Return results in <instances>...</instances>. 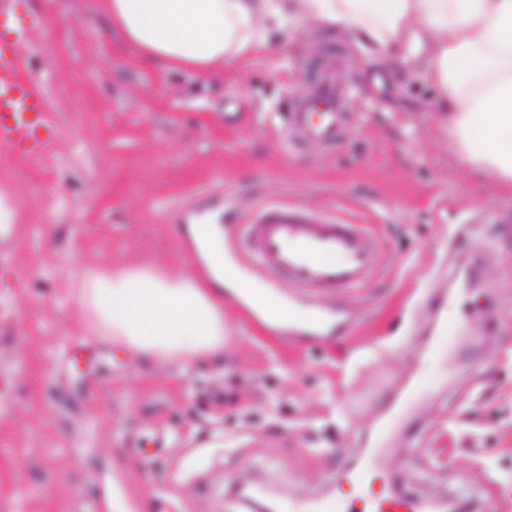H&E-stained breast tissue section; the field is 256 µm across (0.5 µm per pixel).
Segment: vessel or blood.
Here are the masks:
<instances>
[{
  "mask_svg": "<svg viewBox=\"0 0 512 512\" xmlns=\"http://www.w3.org/2000/svg\"><path fill=\"white\" fill-rule=\"evenodd\" d=\"M358 86L325 72L312 100L293 105L290 124L300 140L330 147L341 133V99ZM44 94L17 73L15 47L0 46V144L20 147L23 155L38 154L47 131ZM296 139V140H299ZM296 140L284 141L292 149ZM230 249L243 255L259 275L273 274L305 290L311 304L305 327L321 330L329 321V297L358 291L377 271L380 250L367 225L331 213L315 215L288 201L259 203L243 223L228 228ZM413 497L392 492L381 483L373 463L336 476V493L314 509L288 501L283 512H422Z\"/></svg>",
  "mask_w": 512,
  "mask_h": 512,
  "instance_id": "vessel-or-blood-1",
  "label": "vessel or blood"
}]
</instances>
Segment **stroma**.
I'll return each mask as SVG.
<instances>
[{
    "label": "stroma",
    "mask_w": 512,
    "mask_h": 512,
    "mask_svg": "<svg viewBox=\"0 0 512 512\" xmlns=\"http://www.w3.org/2000/svg\"><path fill=\"white\" fill-rule=\"evenodd\" d=\"M11 9L50 133L36 157L0 145L27 211L0 234V512H92L105 478L130 512L143 497L153 512H246L234 489L257 479L313 505L375 448L399 490L512 512V198L450 153L424 45L392 79L308 25L283 48L169 71L105 36L98 0ZM330 59L363 84L347 133L286 152L287 113ZM265 198L344 211L377 237V272L325 334L231 302L223 357L183 370L88 331L83 269L185 263L172 208L239 221Z\"/></svg>",
    "instance_id": "stroma-1"
}]
</instances>
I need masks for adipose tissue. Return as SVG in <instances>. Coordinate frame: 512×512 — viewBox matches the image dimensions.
<instances>
[{
  "label": "adipose tissue",
  "mask_w": 512,
  "mask_h": 512,
  "mask_svg": "<svg viewBox=\"0 0 512 512\" xmlns=\"http://www.w3.org/2000/svg\"><path fill=\"white\" fill-rule=\"evenodd\" d=\"M111 34L136 62L207 70L291 39L311 23L369 45L396 67L423 38V77L436 90L442 131L469 169L512 196V0H100ZM208 277L179 266L117 265L85 272L78 301L86 324L157 365L191 364L224 350V291L272 325L288 322L224 262L217 224L190 229Z\"/></svg>",
  "instance_id": "1"
}]
</instances>
